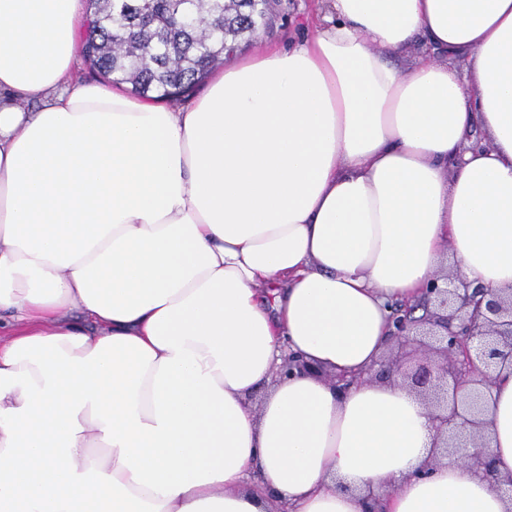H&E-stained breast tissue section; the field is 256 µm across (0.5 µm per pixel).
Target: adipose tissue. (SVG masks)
I'll return each mask as SVG.
<instances>
[{
    "instance_id": "adipose-tissue-1",
    "label": "adipose tissue",
    "mask_w": 512,
    "mask_h": 512,
    "mask_svg": "<svg viewBox=\"0 0 512 512\" xmlns=\"http://www.w3.org/2000/svg\"><path fill=\"white\" fill-rule=\"evenodd\" d=\"M87 17L0 0V512H512V370L492 477L365 378L444 254L512 288V0H320L185 106L82 79Z\"/></svg>"
}]
</instances>
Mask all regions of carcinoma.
Returning <instances> with one entry per match:
<instances>
[{"instance_id": "carcinoma-1", "label": "carcinoma", "mask_w": 512, "mask_h": 512, "mask_svg": "<svg viewBox=\"0 0 512 512\" xmlns=\"http://www.w3.org/2000/svg\"><path fill=\"white\" fill-rule=\"evenodd\" d=\"M83 56L141 97H183L272 25V0H88Z\"/></svg>"}]
</instances>
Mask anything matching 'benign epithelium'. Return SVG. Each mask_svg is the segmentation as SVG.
<instances>
[{"label":"benign epithelium","mask_w":512,"mask_h":512,"mask_svg":"<svg viewBox=\"0 0 512 512\" xmlns=\"http://www.w3.org/2000/svg\"><path fill=\"white\" fill-rule=\"evenodd\" d=\"M424 314L394 309L397 346L410 347L418 368L401 372V356L388 353L370 379L403 385L427 402L439 433L440 455L495 474L489 443L480 437L488 394L497 374L512 368V293L503 297L462 275H438L425 290Z\"/></svg>","instance_id":"1"}]
</instances>
